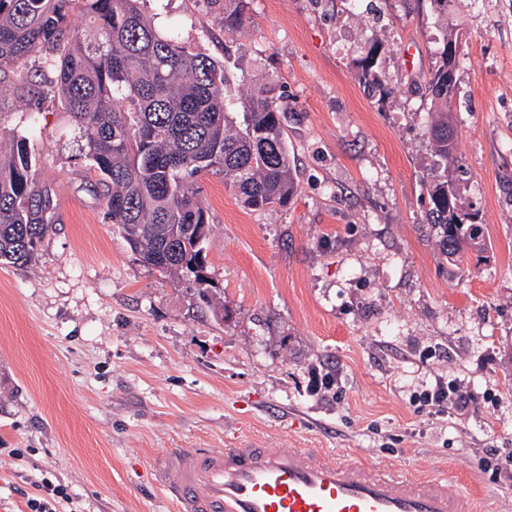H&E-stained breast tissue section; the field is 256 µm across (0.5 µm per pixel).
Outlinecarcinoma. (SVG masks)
<instances>
[{"mask_svg":"<svg viewBox=\"0 0 512 512\" xmlns=\"http://www.w3.org/2000/svg\"><path fill=\"white\" fill-rule=\"evenodd\" d=\"M142 0H0V93L10 75L30 120L51 98L78 130L84 158L108 188L107 214L139 260L182 278L214 315L203 243L208 211L198 176L224 179L249 210L285 207L297 195L281 112L268 83L240 89L231 111L227 62L186 50L176 25L157 29ZM227 31L245 21L244 0H208ZM425 92L435 119L426 131L434 157L424 223L441 254L461 262L486 250L483 225L465 211L448 161L455 158L448 43ZM361 60L364 81L384 89L374 58ZM33 61V75L22 66ZM50 199L36 189L28 137L0 147V264L26 266L51 225Z\"/></svg>","mask_w":512,"mask_h":512,"instance_id":"obj_1","label":"carcinoma"}]
</instances>
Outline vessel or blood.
Here are the masks:
<instances>
[{
  "label": "vessel or blood",
  "mask_w": 512,
  "mask_h": 512,
  "mask_svg": "<svg viewBox=\"0 0 512 512\" xmlns=\"http://www.w3.org/2000/svg\"><path fill=\"white\" fill-rule=\"evenodd\" d=\"M177 512H477L447 476L409 480L307 448H181L156 469Z\"/></svg>",
  "instance_id": "1"
}]
</instances>
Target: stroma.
I'll return each instance as SVG.
<instances>
[{
  "mask_svg": "<svg viewBox=\"0 0 512 512\" xmlns=\"http://www.w3.org/2000/svg\"><path fill=\"white\" fill-rule=\"evenodd\" d=\"M157 27L273 77L300 190L251 211L200 177L211 288L224 317L144 265L54 103L30 146L52 228L0 265V512L19 488L66 486L78 512H175L156 458L177 448H314L413 474L512 512V0H246L223 29L207 0H147ZM462 38L449 169L487 249L441 254L423 222L433 120L424 83ZM379 43L384 92L359 62ZM458 385L463 414L424 407Z\"/></svg>",
  "mask_w": 512,
  "mask_h": 512,
  "instance_id": "obj_1",
  "label": "stroma"
}]
</instances>
